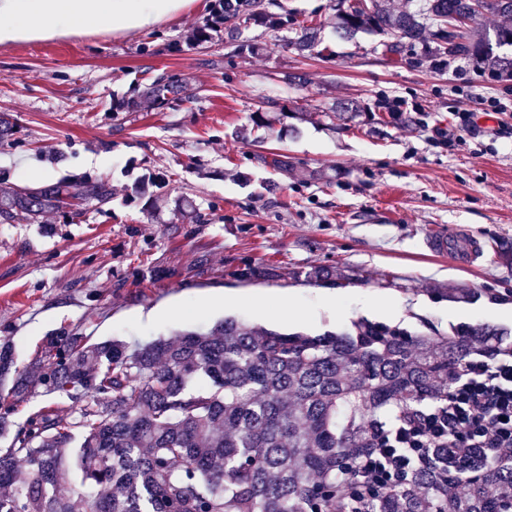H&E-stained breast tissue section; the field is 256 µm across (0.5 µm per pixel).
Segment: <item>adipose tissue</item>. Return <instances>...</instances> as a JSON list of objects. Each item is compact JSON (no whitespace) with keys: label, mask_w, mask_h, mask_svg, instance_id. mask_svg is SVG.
Segmentation results:
<instances>
[{"label":"adipose tissue","mask_w":512,"mask_h":512,"mask_svg":"<svg viewBox=\"0 0 512 512\" xmlns=\"http://www.w3.org/2000/svg\"><path fill=\"white\" fill-rule=\"evenodd\" d=\"M188 0H0V44L67 37L106 28L127 32L158 24Z\"/></svg>","instance_id":"adipose-tissue-1"}]
</instances>
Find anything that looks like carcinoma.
I'll return each instance as SVG.
<instances>
[{"instance_id": "obj_1", "label": "carcinoma", "mask_w": 512, "mask_h": 512, "mask_svg": "<svg viewBox=\"0 0 512 512\" xmlns=\"http://www.w3.org/2000/svg\"><path fill=\"white\" fill-rule=\"evenodd\" d=\"M220 24L236 48L237 20L280 29L283 11L263 0H218ZM421 14L380 0H336L345 38L381 35L391 61L417 42L441 62L474 61L512 79V0H428ZM505 22L480 28L482 17ZM466 22L454 32V18ZM300 49L319 46L304 26ZM176 74L144 86L133 105L159 107L180 95ZM112 199L103 180H59L0 195V220L34 222L52 210ZM241 281L279 277L274 266L244 261ZM42 357L21 362L0 341V512H512V462L482 458L448 466L435 451L411 460L401 479L357 502L340 485L377 447L383 429L420 418L448 400V387L473 356L512 355L497 329L464 324L448 335L410 337L367 322L355 335L281 333L233 318L159 338L134 350L120 340L91 343L76 333L49 336ZM79 407L14 421V401L31 391ZM27 473H22L20 465Z\"/></svg>"}]
</instances>
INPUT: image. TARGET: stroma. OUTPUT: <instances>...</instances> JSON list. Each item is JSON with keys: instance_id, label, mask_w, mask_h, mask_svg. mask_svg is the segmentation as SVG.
<instances>
[{"instance_id": "1", "label": "stroma", "mask_w": 512, "mask_h": 512, "mask_svg": "<svg viewBox=\"0 0 512 512\" xmlns=\"http://www.w3.org/2000/svg\"><path fill=\"white\" fill-rule=\"evenodd\" d=\"M296 19L272 32L241 27L253 52L221 40L195 43L216 0L190 4L128 33L92 29L65 38L0 44V190L67 178L107 180L112 200L67 219L0 224V336L19 357L40 356L47 337L73 330L129 343L227 318L285 333H354L369 321L412 335L461 323L512 334V111H478L455 148V87L512 102V80L459 61L405 51L379 38H340L336 0H265ZM315 20L318 53L299 50V22ZM181 75L180 100L122 110L141 86ZM365 110L334 117L339 99ZM401 100L400 119L381 100ZM267 112L271 129L249 115ZM276 152L288 172L264 166ZM205 223H192L194 213ZM469 226L494 249L467 267L425 251L435 226ZM277 266L275 280L232 277L241 262ZM328 266L327 282L295 278Z\"/></svg>"}]
</instances>
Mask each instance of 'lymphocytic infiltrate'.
I'll use <instances>...</instances> for the list:
<instances>
[{
    "instance_id": "1",
    "label": "lymphocytic infiltrate",
    "mask_w": 512,
    "mask_h": 512,
    "mask_svg": "<svg viewBox=\"0 0 512 512\" xmlns=\"http://www.w3.org/2000/svg\"><path fill=\"white\" fill-rule=\"evenodd\" d=\"M445 446L454 463L476 456H512V356L469 360L448 400L422 419H405L385 434L359 465L352 489L381 488L395 481L407 452L428 455Z\"/></svg>"
}]
</instances>
